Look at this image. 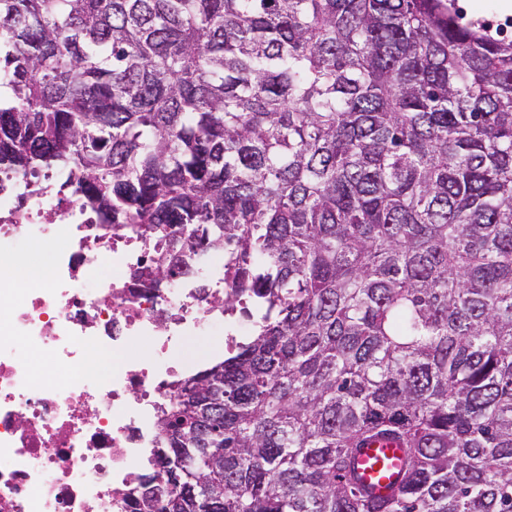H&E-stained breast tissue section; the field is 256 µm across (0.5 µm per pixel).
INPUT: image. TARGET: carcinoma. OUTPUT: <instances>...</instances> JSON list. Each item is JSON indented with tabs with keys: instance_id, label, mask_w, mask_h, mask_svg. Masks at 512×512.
<instances>
[{
	"instance_id": "1",
	"label": "carcinoma",
	"mask_w": 512,
	"mask_h": 512,
	"mask_svg": "<svg viewBox=\"0 0 512 512\" xmlns=\"http://www.w3.org/2000/svg\"><path fill=\"white\" fill-rule=\"evenodd\" d=\"M2 88L1 171L261 311L124 507L512 512V40L457 0H0ZM401 451L394 446L380 444L364 448L361 455L362 476L368 484L384 489L396 476L400 467ZM166 462V457L162 456L159 458L156 466V475L157 478L154 480V482L148 486V488H145L143 490V484H145V479L140 478V476H136L133 481L130 483V486L132 484H135V486L129 491L132 492V494H136L137 491H143L142 496H152L155 495L156 498H161V493L163 491V476L165 474L164 469L166 467H163ZM148 489V490H147Z\"/></svg>"
}]
</instances>
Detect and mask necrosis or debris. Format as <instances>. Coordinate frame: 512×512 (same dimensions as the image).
Masks as SVG:
<instances>
[{
	"label": "necrosis or debris",
	"instance_id": "necrosis-or-debris-1",
	"mask_svg": "<svg viewBox=\"0 0 512 512\" xmlns=\"http://www.w3.org/2000/svg\"><path fill=\"white\" fill-rule=\"evenodd\" d=\"M43 278L16 269L31 250ZM51 187L0 173V512H118L128 481L160 445V404L205 360L188 337L223 332L221 289L185 276L149 288L130 274L151 253ZM150 337L136 361L128 343ZM111 351L97 374L90 361Z\"/></svg>",
	"mask_w": 512,
	"mask_h": 512
}]
</instances>
